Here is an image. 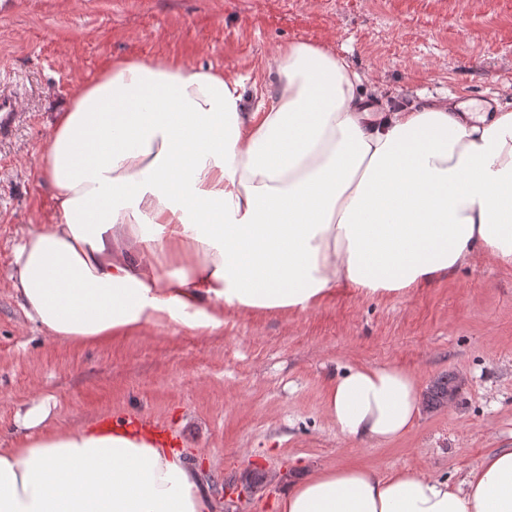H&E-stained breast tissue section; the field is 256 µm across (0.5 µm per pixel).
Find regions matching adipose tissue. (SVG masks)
<instances>
[{
  "label": "adipose tissue",
  "mask_w": 512,
  "mask_h": 512,
  "mask_svg": "<svg viewBox=\"0 0 512 512\" xmlns=\"http://www.w3.org/2000/svg\"><path fill=\"white\" fill-rule=\"evenodd\" d=\"M246 111L241 80L120 60L57 112L42 157L52 223L13 253L12 291L60 342L147 326L211 333L234 311H305L335 288L402 294L475 255L512 266V108L454 100L376 112L365 77L303 42ZM421 412L420 384L352 366L325 413L382 447ZM47 402L0 448V512H211L199 472L130 426L48 428ZM281 512H512V448L457 484L346 465L293 484Z\"/></svg>",
  "instance_id": "ef3b65f1"
}]
</instances>
